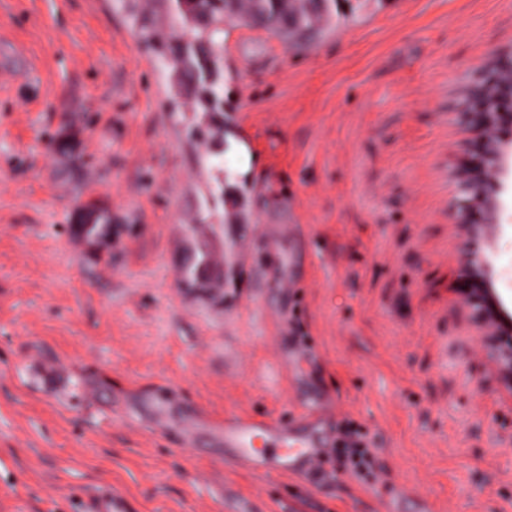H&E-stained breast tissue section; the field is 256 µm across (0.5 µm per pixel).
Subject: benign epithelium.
<instances>
[{"mask_svg": "<svg viewBox=\"0 0 512 512\" xmlns=\"http://www.w3.org/2000/svg\"><path fill=\"white\" fill-rule=\"evenodd\" d=\"M512 46L500 49L480 65L466 87L454 119L467 134L463 154L452 177L467 196L458 210L456 226L463 235V286L455 290L457 304L469 311L471 323L493 366L499 388L512 396V317L490 287L488 270L493 254L486 244L501 229L504 176L512 160ZM497 89L500 111L487 112L484 90Z\"/></svg>", "mask_w": 512, "mask_h": 512, "instance_id": "obj_1", "label": "benign epithelium"}]
</instances>
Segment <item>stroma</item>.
<instances>
[{"label": "stroma", "instance_id": "stroma-1", "mask_svg": "<svg viewBox=\"0 0 512 512\" xmlns=\"http://www.w3.org/2000/svg\"><path fill=\"white\" fill-rule=\"evenodd\" d=\"M352 4L310 45L226 19L206 118L125 0H0V512H91L103 485L127 512H512L449 176L451 106L512 45V0ZM493 250L512 311L511 206ZM231 414L287 422L318 466L234 464ZM349 425L377 481L335 470Z\"/></svg>", "mask_w": 512, "mask_h": 512}]
</instances>
